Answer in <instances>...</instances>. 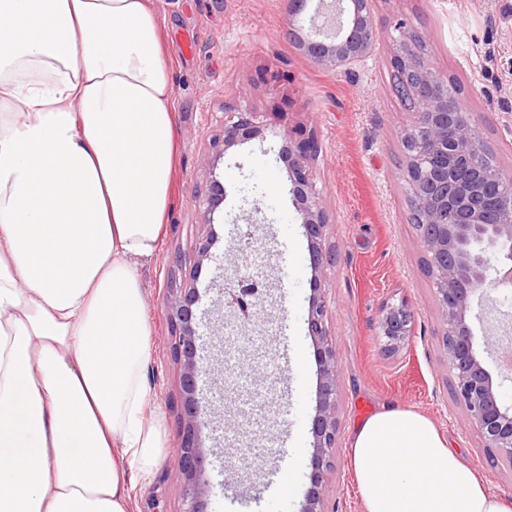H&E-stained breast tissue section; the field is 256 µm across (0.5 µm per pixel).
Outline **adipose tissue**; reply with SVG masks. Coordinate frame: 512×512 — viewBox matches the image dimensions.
Wrapping results in <instances>:
<instances>
[{
  "label": "adipose tissue",
  "mask_w": 512,
  "mask_h": 512,
  "mask_svg": "<svg viewBox=\"0 0 512 512\" xmlns=\"http://www.w3.org/2000/svg\"><path fill=\"white\" fill-rule=\"evenodd\" d=\"M148 0H0V512H129L165 442L136 262L178 153ZM365 512H512L432 422L357 427Z\"/></svg>",
  "instance_id": "ef3b65f1"
}]
</instances>
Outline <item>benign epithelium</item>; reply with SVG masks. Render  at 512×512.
Here are the masks:
<instances>
[{
    "mask_svg": "<svg viewBox=\"0 0 512 512\" xmlns=\"http://www.w3.org/2000/svg\"><path fill=\"white\" fill-rule=\"evenodd\" d=\"M306 0H288V35L299 40L302 53L315 64L339 69L368 56L378 35L372 0H331L334 10L311 24L313 35L301 36L295 19ZM394 68L409 70L417 80L411 89L422 103L412 113L403 134L407 163L403 176L417 188L418 225L443 317L441 342L453 376L452 395L463 406L469 423L484 447L512 460V409L498 400L491 372L484 366L473 328L468 322L472 305L494 310L496 295L512 291V194L500 202L504 172L477 161L485 152L473 113L460 111L459 102H448L438 74L422 56L414 35L397 40ZM264 115L224 105V135L211 145L216 158L230 148L262 134ZM314 141L286 138L279 159L288 170L289 193L297 206L308 240L315 285H321L324 267L331 261L324 247L329 218L319 203L309 177ZM224 200V185L211 179L206 217ZM498 257L496 276L488 279L487 253ZM196 288L169 290L166 298L172 357L180 367L181 409L178 417V451L170 465L183 480L181 512H206L212 488L204 478L205 452L201 448L196 380L202 366L196 359L193 306ZM325 301L314 297L308 310L309 336L317 350V405L312 420L310 486L299 512H326L325 493L336 483L333 462L336 451V395L339 389L336 348L329 345L324 324ZM412 313L407 302L383 306L380 335L385 351L393 355L411 332Z\"/></svg>",
    "mask_w": 512,
    "mask_h": 512,
    "instance_id": "7a95c632",
    "label": "benign epithelium"
}]
</instances>
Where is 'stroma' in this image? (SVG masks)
<instances>
[{"label":"stroma","mask_w":512,"mask_h":512,"mask_svg":"<svg viewBox=\"0 0 512 512\" xmlns=\"http://www.w3.org/2000/svg\"><path fill=\"white\" fill-rule=\"evenodd\" d=\"M169 58L179 154L172 174L167 232L153 257L139 261L153 338L147 381L151 409L165 421L160 465L150 483L132 491L130 512H180L183 483L168 460L178 448L179 367L171 359L165 307L169 279L197 288L204 317L198 327L197 383L214 494L208 512H235L245 501L239 427L215 428L226 408L252 423L251 482L263 512H294L309 487L317 402V364L295 376L292 351L313 354L307 311L322 281L326 326L338 355L336 483L327 512H364L349 466L356 427L378 411L409 409L429 418L489 492L512 500V462L492 459L451 394L441 343L443 321L424 265L419 233L410 220L402 171L401 133L411 119L392 87L391 59L400 29L417 32L425 56L442 77L455 80L497 166L512 175V0H374L379 38L365 60L345 69L311 62L288 37L287 0H150ZM265 113L262 137L232 147L216 177L227 196L213 223L202 221L205 150L224 131V104ZM315 134L312 175L330 217L326 248L332 262L314 276L301 219L286 190L288 172L277 155L284 132ZM211 242L210 258L195 266L196 245ZM182 265L170 272L168 260ZM241 276L269 288L261 319L240 326L211 288L229 262ZM407 302L411 336L386 355L378 328L387 303ZM237 337L218 352L214 331ZM224 365L236 376L224 401L211 391V374Z\"/></svg>","instance_id":"1"}]
</instances>
